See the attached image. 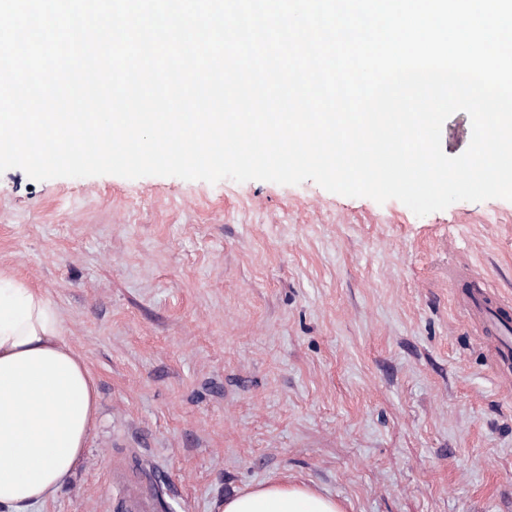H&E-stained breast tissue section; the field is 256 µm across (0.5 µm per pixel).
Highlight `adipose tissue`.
<instances>
[{
  "label": "adipose tissue",
  "instance_id": "obj_1",
  "mask_svg": "<svg viewBox=\"0 0 512 512\" xmlns=\"http://www.w3.org/2000/svg\"><path fill=\"white\" fill-rule=\"evenodd\" d=\"M99 420L97 382L41 288L0 271V512H31L85 458ZM217 512H345L314 487L282 480L227 496Z\"/></svg>",
  "mask_w": 512,
  "mask_h": 512
}]
</instances>
